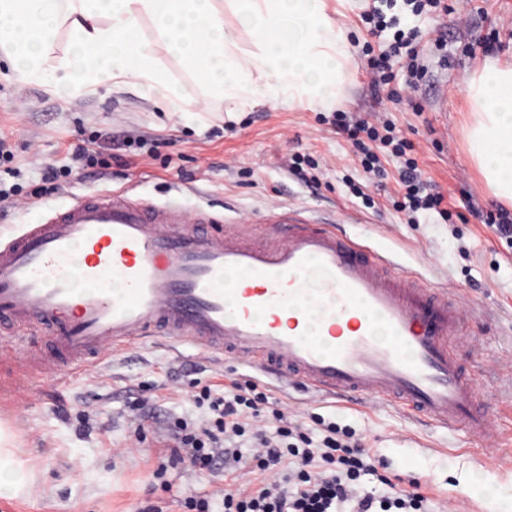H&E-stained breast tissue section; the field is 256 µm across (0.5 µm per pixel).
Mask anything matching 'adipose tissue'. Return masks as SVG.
I'll return each instance as SVG.
<instances>
[{"instance_id":"1","label":"adipose tissue","mask_w":512,"mask_h":512,"mask_svg":"<svg viewBox=\"0 0 512 512\" xmlns=\"http://www.w3.org/2000/svg\"><path fill=\"white\" fill-rule=\"evenodd\" d=\"M356 0H0V55L25 79L50 77L57 95L74 98L99 86H145L166 111L184 109L180 90L151 65L141 34L154 21L172 53L240 107L260 99H284L315 109L336 101L350 55L328 10L353 8ZM253 18L257 58L239 52L225 7ZM68 54L48 59L59 32ZM472 122L469 152L488 187L512 202V64L476 65L463 89Z\"/></svg>"}]
</instances>
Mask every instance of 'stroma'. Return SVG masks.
Listing matches in <instances>:
<instances>
[{
	"instance_id": "stroma-1",
	"label": "stroma",
	"mask_w": 512,
	"mask_h": 512,
	"mask_svg": "<svg viewBox=\"0 0 512 512\" xmlns=\"http://www.w3.org/2000/svg\"><path fill=\"white\" fill-rule=\"evenodd\" d=\"M351 63L336 103L316 109L265 101L229 112L199 72L172 56L151 20L142 34L152 44L155 67L175 83L184 113L172 116L136 88L100 87L70 100L36 80H23L0 57V134L15 154L0 166V187L11 203L0 207V233L37 224L47 209L71 196L136 185L139 195L224 215L226 229L252 223L273 208H297L319 223H340L357 241L375 245L405 269L447 287L469 308V339L458 359L491 405L493 424L512 439V378L495 365L512 359V238L483 221L500 209L512 215L487 188L471 161L463 89L470 71L486 57L512 63V0H464L459 11L415 18L425 32L419 46L421 79L399 80L373 92L360 52L370 42L359 11L338 16ZM497 48L486 54L485 42ZM421 112H414V105ZM343 110L367 119L387 114L410 139L422 178L442 192L461 220L436 215L408 223L387 196L395 187L396 160H386L388 180L366 176L347 139L326 118ZM111 139L123 164L73 171L59 193L35 199L49 167L70 165L80 147ZM319 163V184L289 169L294 154ZM359 182L376 208L351 196L344 178ZM255 385L269 398L259 426L274 433L281 421L305 427L315 418L355 432L369 448L378 472L368 485L377 492L386 476L402 487L417 485L431 512H490L497 494L500 512H512V461L461 431L444 430L410 417L390 403L339 402L301 388L279 389L275 381L232 356L207 358L188 347L147 342L102 355L70 371L59 384L43 379L36 366L15 355L0 360V424L13 434L16 455L27 461L31 480L17 497H0V512H142L146 501L163 512H186V497H213L220 476H200L186 465L155 470L175 433L176 420L203 419L192 399L206 386ZM281 409L277 420L273 409Z\"/></svg>"
}]
</instances>
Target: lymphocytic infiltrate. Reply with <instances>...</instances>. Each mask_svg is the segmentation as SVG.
Instances as JSON below:
<instances>
[{
  "instance_id": "obj_1",
  "label": "lymphocytic infiltrate",
  "mask_w": 512,
  "mask_h": 512,
  "mask_svg": "<svg viewBox=\"0 0 512 512\" xmlns=\"http://www.w3.org/2000/svg\"><path fill=\"white\" fill-rule=\"evenodd\" d=\"M408 6L412 15L425 12H449L446 0H369L361 19L370 24V33L378 38V47H364L367 70L373 88L395 78L394 59L409 47L401 27L399 9ZM332 125L345 134L355 149L366 173L383 175L381 154L402 161L398 169L396 211L417 214L430 212L452 221L443 193L428 189L421 178L413 155L414 143L398 135L392 120L351 119L348 113L335 112ZM264 393L255 386L237 387L222 394L203 388L196 398L198 406L208 409L198 422L178 421L176 445L165 462L159 463L157 476H164L170 465L185 463L199 473L210 475L238 466H253L263 471L287 468L283 482H274L255 490L228 485L221 499L223 512H422L425 498L419 493L392 490L377 496L359 493L362 478L375 471L373 458L350 430L335 424L319 428L310 436L306 428H278L275 435L254 429L252 421L260 414ZM250 440L254 452L244 455L243 440Z\"/></svg>"
}]
</instances>
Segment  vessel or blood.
<instances>
[{"mask_svg": "<svg viewBox=\"0 0 512 512\" xmlns=\"http://www.w3.org/2000/svg\"><path fill=\"white\" fill-rule=\"evenodd\" d=\"M222 221L134 192L71 197L0 244V330L56 336L37 366L59 382L68 365L164 337L284 388L390 402L498 446L455 353L471 313L447 289L286 211L265 218V245Z\"/></svg>", "mask_w": 512, "mask_h": 512, "instance_id": "1", "label": "vessel or blood"}]
</instances>
